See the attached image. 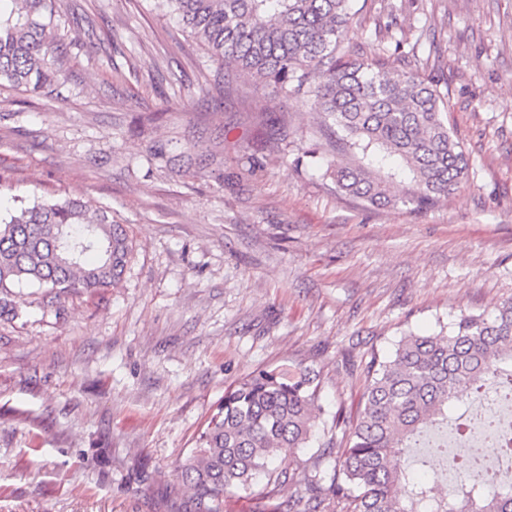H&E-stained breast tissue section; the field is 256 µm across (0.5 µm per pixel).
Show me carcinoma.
Returning a JSON list of instances; mask_svg holds the SVG:
<instances>
[{"label":"carcinoma","instance_id":"carcinoma-1","mask_svg":"<svg viewBox=\"0 0 512 512\" xmlns=\"http://www.w3.org/2000/svg\"><path fill=\"white\" fill-rule=\"evenodd\" d=\"M205 47L211 60L254 77L273 99H300L336 126L349 150L382 149L412 175L398 198L390 182L362 167L336 164V188L370 204L422 211L454 192L469 161L448 129L445 94L423 71L395 73L380 56L340 52L353 31L350 0H157ZM55 0H0V85L51 94L64 82L55 32ZM132 255L123 225L107 207L80 199L37 200L0 215V312L11 288L37 284L57 293L108 288ZM356 415L336 410L331 427L343 448H318L303 470L304 495L282 498L296 481L289 467L269 468L283 448H306L323 424L319 372L259 369L224 393L196 447L179 465V493L191 512H224V497L250 491L256 512H512V491L487 492L463 460L458 490L414 474L412 449L448 422L463 383L512 393V299L489 313H462L448 334L409 333L387 357L372 356Z\"/></svg>","mask_w":512,"mask_h":512}]
</instances>
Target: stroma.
<instances>
[{"label": "stroma", "mask_w": 512, "mask_h": 512, "mask_svg": "<svg viewBox=\"0 0 512 512\" xmlns=\"http://www.w3.org/2000/svg\"><path fill=\"white\" fill-rule=\"evenodd\" d=\"M81 3L111 40L56 0L59 95L0 87V210L109 206L133 255L118 287H23L0 315V512H183L178 463L242 377L312 366L326 413L353 411L371 353L512 297V0H351L348 53L430 59L469 160L424 213L340 194L317 116L220 68L154 0ZM389 18L416 48L376 39Z\"/></svg>", "instance_id": "obj_1"}]
</instances>
